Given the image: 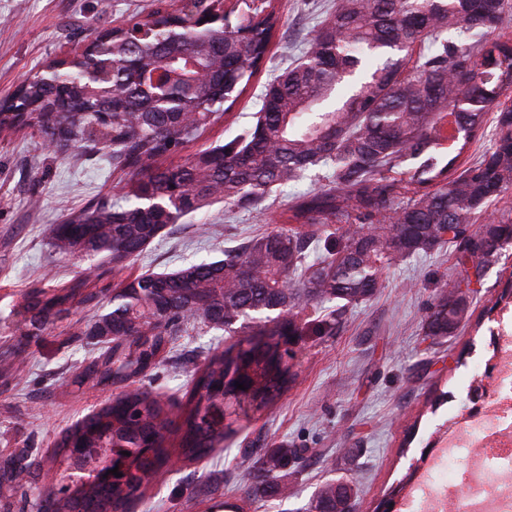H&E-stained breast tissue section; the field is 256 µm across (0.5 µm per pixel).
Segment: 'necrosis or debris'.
Here are the masks:
<instances>
[{
  "label": "necrosis or debris",
  "instance_id": "necrosis-or-debris-1",
  "mask_svg": "<svg viewBox=\"0 0 512 512\" xmlns=\"http://www.w3.org/2000/svg\"><path fill=\"white\" fill-rule=\"evenodd\" d=\"M497 386L482 412L448 433L443 491L411 499L409 512H512V316L498 338ZM470 461L458 468L459 448Z\"/></svg>",
  "mask_w": 512,
  "mask_h": 512
}]
</instances>
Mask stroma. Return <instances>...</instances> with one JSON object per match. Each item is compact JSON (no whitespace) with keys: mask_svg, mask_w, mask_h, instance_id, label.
<instances>
[{"mask_svg":"<svg viewBox=\"0 0 512 512\" xmlns=\"http://www.w3.org/2000/svg\"><path fill=\"white\" fill-rule=\"evenodd\" d=\"M332 2L277 0L283 26L268 67L200 138L159 158V165L183 161L251 124L262 86L290 65ZM154 7V0H0V100L50 60L85 45L91 30ZM327 183L326 169L316 167L301 181L274 187L258 209L218 204L209 215L186 216L168 225L136 266L160 272L221 259L225 249L276 230L290 207ZM120 197L110 151H60L31 130L0 131V355L21 348L26 356L19 373H0V454L24 446L51 453L60 429L112 395L64 381L90 351L85 342L68 341L66 332L84 326L92 309H78L63 329L39 337L22 335L17 324L21 292L30 283L50 271L68 279L91 265L55 254L51 225L99 199ZM470 273L452 243L384 266L375 296L348 307L336 329L314 323L298 339L297 378L273 404L259 413L238 410L222 453L202 463L165 464L133 512H217L222 502L244 512H310L319 485L343 476L356 487V512H375L390 495L404 503L423 478L444 481V437L453 417L474 405L467 381L476 369L484 384L494 378L488 361L501 313L493 305L512 281V245L480 280H472L464 327L439 342L425 336V308L446 284ZM231 342L220 331L188 330L155 370L153 387L180 399L214 348ZM278 445L302 451L288 472L287 497L245 496L256 483L252 449Z\"/></svg>","mask_w":512,"mask_h":512,"instance_id":"35a3bbf8","label":"stroma"}]
</instances>
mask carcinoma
Here are the masks:
<instances>
[{
  "instance_id": "cac0c4a2",
  "label": "carcinoma",
  "mask_w": 512,
  "mask_h": 512,
  "mask_svg": "<svg viewBox=\"0 0 512 512\" xmlns=\"http://www.w3.org/2000/svg\"><path fill=\"white\" fill-rule=\"evenodd\" d=\"M510 12L509 0H336L308 47L265 85L253 126L167 166L157 159L198 136L269 63L281 21L273 5L247 8L234 25L200 28L162 0L128 28L97 33L85 66L106 79L89 82L53 61L43 78L1 102L0 127L36 130L59 148L110 146L112 166L128 178L125 204L100 200L52 226L56 254L96 264L24 289L20 321L26 335L39 336L96 307L85 330L74 332L92 339L96 352L68 382L119 393L59 432L46 459L25 447L1 454L0 512H24L27 492L54 468L66 494L47 490L46 512H130L171 458V435L178 458L208 460L233 433L225 404L247 397L262 409L288 388L295 373L282 337L304 335L311 302H336L322 320L331 329L339 312L375 294L385 264L448 242L476 258L479 273L495 261L512 243V219L473 224L512 190V103L500 101L512 91V37L485 39ZM137 28L150 36L133 35ZM156 71L171 88L164 98L139 80ZM490 112L494 142L469 160ZM408 159L420 160L408 179L383 176ZM317 166L332 169V185L293 206L279 229L220 260L121 276L167 225L217 202L252 208ZM333 224L340 231H328ZM312 248L318 256L310 263ZM459 287L445 286L430 304L425 335L444 338L460 327L468 299ZM104 300L110 308L99 307ZM189 321L240 340L215 350L174 404L143 380ZM297 456L283 445L265 452L264 494L285 492ZM115 466L122 476L109 473ZM315 501L317 512H353L354 484L327 480Z\"/></svg>"
}]
</instances>
